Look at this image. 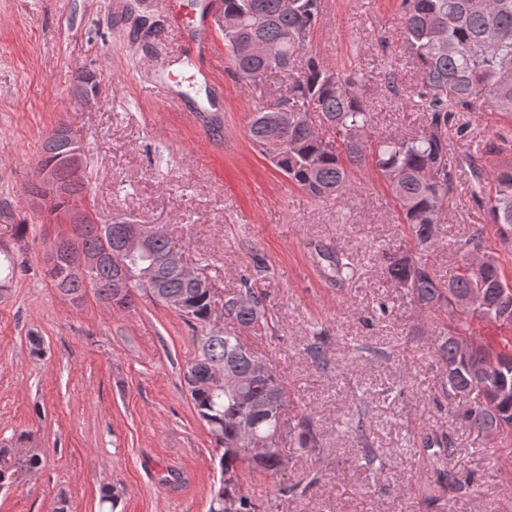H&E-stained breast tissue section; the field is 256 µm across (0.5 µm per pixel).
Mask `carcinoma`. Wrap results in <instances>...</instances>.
Masks as SVG:
<instances>
[{
	"label": "carcinoma",
	"mask_w": 512,
	"mask_h": 512,
	"mask_svg": "<svg viewBox=\"0 0 512 512\" xmlns=\"http://www.w3.org/2000/svg\"><path fill=\"white\" fill-rule=\"evenodd\" d=\"M226 15L242 17L234 36L224 39L233 72L255 93L256 104L248 128L253 143L265 147L271 138L288 144L274 166L311 197L319 199L345 191L351 169L368 167L383 176L401 223L409 230L419 254L405 249L383 254L385 273L391 284L425 308L448 309L450 324L442 327L434 352L448 378L442 392L458 401L459 415L469 427L487 434H512V397L507 402L482 399L479 393L496 389L507 381L512 390V327L498 338L476 334L474 322H490L483 313L457 311L454 297L476 288L491 302L512 304V287L501 267L487 258L476 266L461 265L446 281L432 275L423 252L435 246L436 224L451 193L457 172L468 171L470 193L498 226L499 234L512 236V165L487 172L470 155L452 148V136H461L467 123L462 113L492 107L512 123V0H402L403 50L420 73V82L409 91V100L425 115L426 122L414 131L380 136L373 131L374 112L366 96V76L355 69H338L317 54L305 57L300 72L295 61L309 43L310 33L320 22L322 0H223ZM261 40L278 49L283 67L279 74L292 79L284 101L293 118L282 128L269 110L259 59L247 46ZM317 115L323 130L312 125ZM65 137L49 136L43 143L41 164L57 167L62 193L48 197L54 214L84 201L85 183L60 165L68 151ZM77 245L99 257L93 282L60 273L53 284L71 299L82 298L86 288L119 308L134 303V291L150 292L160 286L161 303L196 328L193 341L197 355L187 367L184 380L194 410L204 422L217 449L220 475H232V485H220L213 493L209 512H220L227 497L235 512H273L269 502H257L238 493L245 476L260 473L276 477L286 466L282 447L291 432L285 430L287 387L263 353L242 350L239 336L220 335L208 327L213 301L209 288H200L167 267L163 257L171 249L165 236L153 240L149 251L134 257L122 252L121 237L106 224L92 221L81 226ZM325 260L336 278L347 279L353 263L346 254L328 251ZM123 264L131 291L115 300L110 288L112 272ZM265 298L252 288L224 296V313L257 336L270 324ZM252 419L261 451L250 455L240 450L237 422ZM298 446L316 442L312 423L301 417L294 426ZM43 455L38 448H0V489L13 485L20 476L39 469Z\"/></svg>",
	"instance_id": "cac0c4a2"
}]
</instances>
